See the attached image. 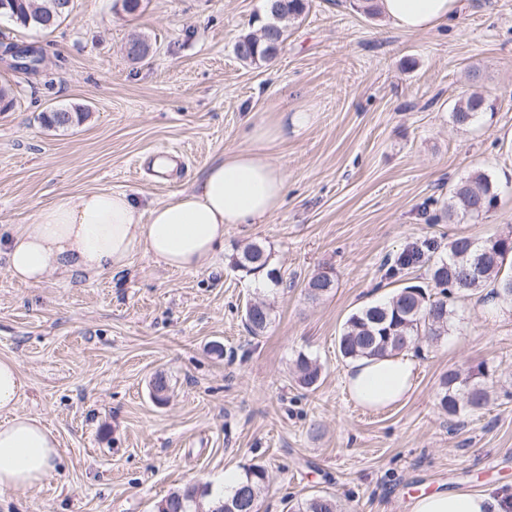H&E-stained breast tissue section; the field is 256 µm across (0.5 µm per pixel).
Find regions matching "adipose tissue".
Instances as JSON below:
<instances>
[{
	"instance_id": "1",
	"label": "adipose tissue",
	"mask_w": 512,
	"mask_h": 512,
	"mask_svg": "<svg viewBox=\"0 0 512 512\" xmlns=\"http://www.w3.org/2000/svg\"><path fill=\"white\" fill-rule=\"evenodd\" d=\"M460 0H377L385 19L408 32H427L447 22ZM307 111L279 113L252 129L248 147L225 153L203 176L172 199L141 208L123 192L86 190L42 207L33 223L6 242L8 269L23 283H41L50 272L98 274L125 269L135 255L174 271L198 270L224 243L235 224H258L280 206L285 178L265 147L289 127L308 125ZM415 360L406 354L351 363L344 383L357 405L379 410L398 405L413 391ZM27 387L18 363L0 360V487L28 490L53 471L59 442L40 418L19 412ZM408 512H512V491L490 488L421 493Z\"/></svg>"
}]
</instances>
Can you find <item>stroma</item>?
<instances>
[{"instance_id":"stroma-1","label":"stroma","mask_w":512,"mask_h":512,"mask_svg":"<svg viewBox=\"0 0 512 512\" xmlns=\"http://www.w3.org/2000/svg\"><path fill=\"white\" fill-rule=\"evenodd\" d=\"M113 4L74 0L48 36L0 19V43L44 56L37 75L0 65L15 96L0 112L1 237L67 193L169 200L247 147L253 123L301 108L311 120L267 150L287 178L281 207L229 228L198 270L138 255L120 272L25 284L0 248V359L18 363L19 409L56 433L61 453L38 486L0 489V512H156L171 492L214 491L251 464L270 475L260 512L309 494L341 512H407L423 491L512 490L511 305L491 320L483 292L458 299L448 336L411 353L413 393L387 410L351 400L338 352L350 313L426 285L417 267L388 275L409 246L512 236V0H460L456 17L421 34L365 14L360 0H308L278 56L257 65L234 45L265 22L264 0H143L132 15ZM136 36L150 44L146 60L126 55ZM475 87L494 115L454 125L455 101ZM75 106L89 111L82 123L42 124L47 109ZM163 148L185 155L183 178L155 176ZM477 171L499 187L495 209L449 222L450 188ZM252 242L277 281L233 268ZM320 268L335 286L312 301L305 284ZM258 298L271 323L254 336L244 311ZM301 353L323 367L316 390L294 380ZM481 363L492 402L449 420L441 376ZM158 373L170 385L163 404L150 387Z\"/></svg>"}]
</instances>
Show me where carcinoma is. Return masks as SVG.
Segmentation results:
<instances>
[{
	"instance_id": "1",
	"label": "carcinoma",
	"mask_w": 512,
	"mask_h": 512,
	"mask_svg": "<svg viewBox=\"0 0 512 512\" xmlns=\"http://www.w3.org/2000/svg\"><path fill=\"white\" fill-rule=\"evenodd\" d=\"M7 7L0 17H8L24 28L41 32L55 31L67 18L57 10V0H6ZM305 9V0H265L268 21L260 32L239 36L235 52L239 59L250 62H268L279 53L286 39V22L298 18ZM492 100L481 93L460 98L450 116L459 127H467L484 114L494 112ZM88 116L80 107L74 109L51 108L42 113V123L51 127L78 125ZM497 187L491 176L475 172L460 180L450 190L445 213L448 220L477 219L495 208ZM512 256V241L489 237L481 242L466 236L448 240L447 254L438 253V245L428 248L410 262H396L392 275L413 264L426 266L427 279L438 292L431 294L414 285L402 286L391 297L371 303L351 313L343 324L338 340L341 357L348 361L360 358H382L401 353L422 341L434 342L448 335L454 315V302L467 293L488 289V299L512 303V270L505 269ZM269 255L264 247L252 243L233 258L234 267L249 274L268 267ZM335 287V280L326 270H317L309 278L306 290L311 300H317ZM245 327L254 336L263 334L271 323L270 305L255 301L247 305ZM322 376L320 363L304 354L295 361L294 377L304 389H314ZM488 367L481 363L462 374L456 370L444 373L439 382L437 400L450 418L473 414L485 409L491 392L484 378ZM269 481L267 469L262 465L248 467L238 485L208 508L198 497L196 486L189 485L170 493L163 502L170 512H259L262 491ZM246 492V508L239 507L237 496ZM336 500L327 495L312 494L296 501L290 512H337Z\"/></svg>"
}]
</instances>
